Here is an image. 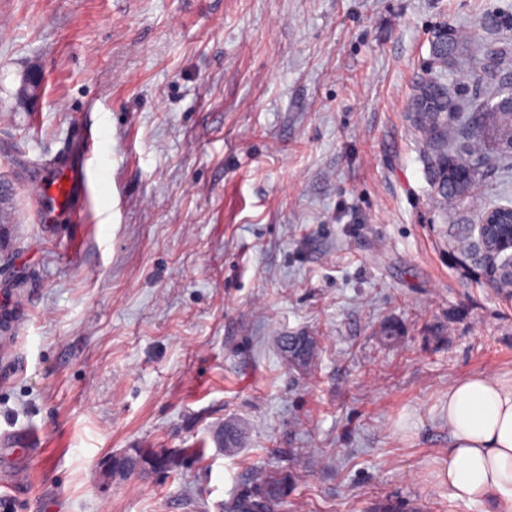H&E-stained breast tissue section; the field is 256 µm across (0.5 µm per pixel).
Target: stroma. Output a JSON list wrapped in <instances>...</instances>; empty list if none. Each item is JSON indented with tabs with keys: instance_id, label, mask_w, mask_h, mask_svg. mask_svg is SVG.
I'll return each mask as SVG.
<instances>
[{
	"instance_id": "obj_1",
	"label": "stroma",
	"mask_w": 512,
	"mask_h": 512,
	"mask_svg": "<svg viewBox=\"0 0 512 512\" xmlns=\"http://www.w3.org/2000/svg\"><path fill=\"white\" fill-rule=\"evenodd\" d=\"M493 14L512 0H0L9 512H224L271 481L278 512H485L434 471L449 386L512 377V299L448 227L512 176L442 209L410 99L432 70L483 98ZM442 28L475 33L444 66ZM82 121L98 190L44 224L25 179ZM286 336L315 338L307 367ZM136 448L168 467L113 472Z\"/></svg>"
}]
</instances>
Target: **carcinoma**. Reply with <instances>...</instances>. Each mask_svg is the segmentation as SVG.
<instances>
[{
	"label": "carcinoma",
	"mask_w": 512,
	"mask_h": 512,
	"mask_svg": "<svg viewBox=\"0 0 512 512\" xmlns=\"http://www.w3.org/2000/svg\"><path fill=\"white\" fill-rule=\"evenodd\" d=\"M470 36L448 33V38L434 46L442 57L454 56L463 49ZM500 91L491 92L486 103L465 110L450 95L443 97L441 108L422 113L413 119L423 148L424 162L436 196L444 206L472 195L492 173L512 170V151L507 144L512 137V114L497 112L492 106ZM449 236L456 248L459 263L484 272L498 267L499 275L490 280L496 293L512 297V253L493 252L473 224L449 225ZM315 341L309 336L288 337V349L295 365L308 364ZM277 492L272 487L247 490L224 505V512H275Z\"/></svg>",
	"instance_id": "1"
}]
</instances>
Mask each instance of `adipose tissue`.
<instances>
[{
    "instance_id": "adipose-tissue-1",
    "label": "adipose tissue",
    "mask_w": 512,
    "mask_h": 512,
    "mask_svg": "<svg viewBox=\"0 0 512 512\" xmlns=\"http://www.w3.org/2000/svg\"><path fill=\"white\" fill-rule=\"evenodd\" d=\"M448 434L437 482L453 498L512 512V382L478 373L449 387Z\"/></svg>"
}]
</instances>
